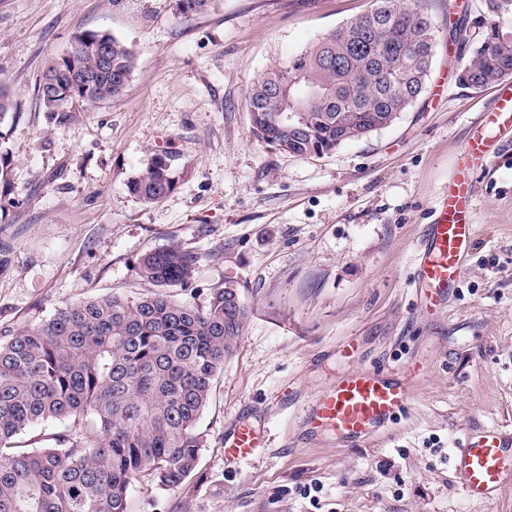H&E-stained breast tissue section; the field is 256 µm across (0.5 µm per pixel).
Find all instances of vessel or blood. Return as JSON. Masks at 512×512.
<instances>
[{
  "label": "vessel or blood",
  "instance_id": "vessel-or-blood-1",
  "mask_svg": "<svg viewBox=\"0 0 512 512\" xmlns=\"http://www.w3.org/2000/svg\"><path fill=\"white\" fill-rule=\"evenodd\" d=\"M512 128V87H501L488 103L472 134L458 153L448 191L432 209V220L418 255L415 291L428 306L440 307L456 283L462 261L476 236L470 222L475 167L495 157V131ZM411 400L403 373L378 368L344 373L327 391L317 395L304 412V421L320 432H331L359 446L388 431ZM264 440L250 422L237 421L224 434V455L251 457ZM453 482L468 500L490 503L512 488V427L503 425L463 435L453 450Z\"/></svg>",
  "mask_w": 512,
  "mask_h": 512
}]
</instances>
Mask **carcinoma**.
I'll use <instances>...</instances> for the list:
<instances>
[{
    "instance_id": "obj_1",
    "label": "carcinoma",
    "mask_w": 512,
    "mask_h": 512,
    "mask_svg": "<svg viewBox=\"0 0 512 512\" xmlns=\"http://www.w3.org/2000/svg\"><path fill=\"white\" fill-rule=\"evenodd\" d=\"M214 2L174 0L175 14H200ZM426 2L374 0L368 13L269 68L250 91L252 135L307 157L389 127L424 93L432 70ZM78 41L73 57L51 59L41 76L51 125L121 95L134 68L133 52L113 36L107 71L99 68V33ZM461 69L472 89L512 78V37L490 25ZM73 71L95 73L96 83L73 87ZM16 109L0 89V124ZM171 167L168 154L153 155L129 192L146 206L161 201L176 186ZM197 262L177 245L158 249L138 269L152 293L67 303L0 340V512H127L135 483L175 488L195 473L200 420L248 318L233 281L203 304L170 294L191 282ZM63 420L74 433L54 436V445H15L27 428Z\"/></svg>"
}]
</instances>
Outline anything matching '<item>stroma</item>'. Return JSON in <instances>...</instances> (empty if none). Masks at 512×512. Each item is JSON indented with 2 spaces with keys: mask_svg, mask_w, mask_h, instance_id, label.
I'll list each match as a JSON object with an SVG mask.
<instances>
[{
  "mask_svg": "<svg viewBox=\"0 0 512 512\" xmlns=\"http://www.w3.org/2000/svg\"><path fill=\"white\" fill-rule=\"evenodd\" d=\"M468 2L432 0L429 88L392 126L300 158L252 136L250 88L373 0H217L185 18L173 0H0V86L19 110L0 125V335L67 302L146 291L141 257L171 245L198 256L180 297L202 303L233 280L249 312L200 420L196 473L171 490L136 484L128 512H512V489L470 502L451 478L465 432L512 426V132L476 176L477 233L448 308L427 312L411 286L429 211L495 92L452 68L487 25L512 35V13ZM87 31L132 50L127 87L49 125L44 66ZM162 152L176 187L142 205L127 185ZM414 360L408 408L371 444L305 425L304 405L345 371ZM241 419L265 446L229 462L224 432Z\"/></svg>",
  "mask_w": 512,
  "mask_h": 512,
  "instance_id": "1",
  "label": "stroma"
}]
</instances>
